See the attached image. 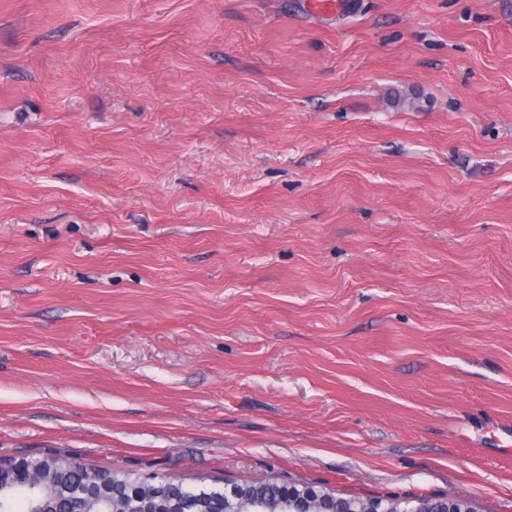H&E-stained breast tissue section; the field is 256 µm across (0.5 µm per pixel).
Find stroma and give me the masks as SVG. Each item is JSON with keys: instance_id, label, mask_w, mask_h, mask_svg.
Segmentation results:
<instances>
[{"instance_id": "1", "label": "stroma", "mask_w": 512, "mask_h": 512, "mask_svg": "<svg viewBox=\"0 0 512 512\" xmlns=\"http://www.w3.org/2000/svg\"><path fill=\"white\" fill-rule=\"evenodd\" d=\"M512 512V0H0V457Z\"/></svg>"}]
</instances>
